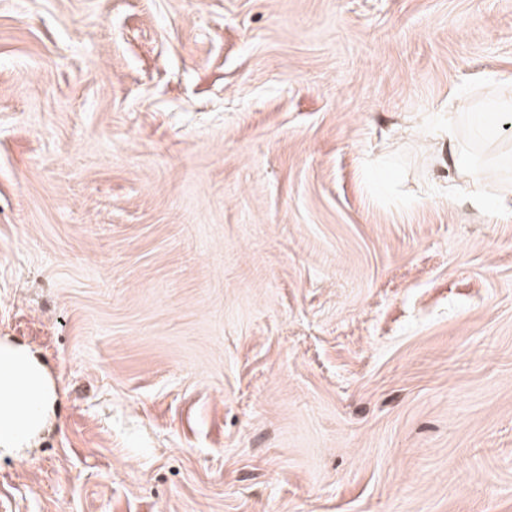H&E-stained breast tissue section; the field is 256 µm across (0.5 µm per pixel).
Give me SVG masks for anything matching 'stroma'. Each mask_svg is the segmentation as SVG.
I'll return each mask as SVG.
<instances>
[{"mask_svg":"<svg viewBox=\"0 0 512 512\" xmlns=\"http://www.w3.org/2000/svg\"><path fill=\"white\" fill-rule=\"evenodd\" d=\"M512 0H0V512H512ZM0 365L9 371L0 382V456L14 455L43 425L53 389L45 368L27 348L0 345Z\"/></svg>","mask_w":512,"mask_h":512,"instance_id":"35a3bbf8","label":"stroma"}]
</instances>
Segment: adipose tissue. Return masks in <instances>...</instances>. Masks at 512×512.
I'll list each match as a JSON object with an SVG mask.
<instances>
[{
  "instance_id": "obj_1",
  "label": "adipose tissue",
  "mask_w": 512,
  "mask_h": 512,
  "mask_svg": "<svg viewBox=\"0 0 512 512\" xmlns=\"http://www.w3.org/2000/svg\"><path fill=\"white\" fill-rule=\"evenodd\" d=\"M0 365L9 371L0 382V455H14L43 425L53 389L45 368L27 348L0 345Z\"/></svg>"
}]
</instances>
